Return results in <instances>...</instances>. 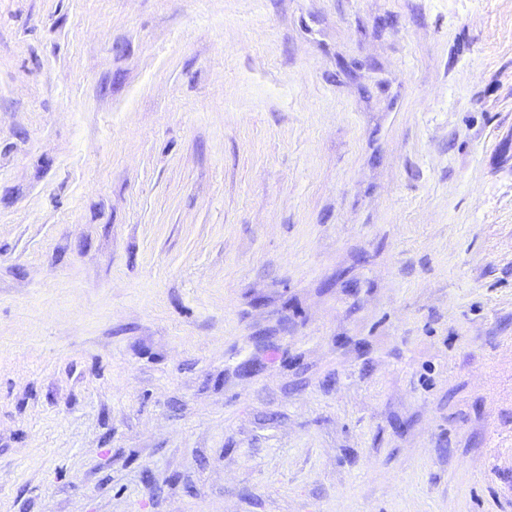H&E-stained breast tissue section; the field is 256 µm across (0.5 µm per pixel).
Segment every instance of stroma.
<instances>
[{
	"mask_svg": "<svg viewBox=\"0 0 512 512\" xmlns=\"http://www.w3.org/2000/svg\"><path fill=\"white\" fill-rule=\"evenodd\" d=\"M0 512H512V0H0Z\"/></svg>",
	"mask_w": 512,
	"mask_h": 512,
	"instance_id": "stroma-1",
	"label": "stroma"
}]
</instances>
